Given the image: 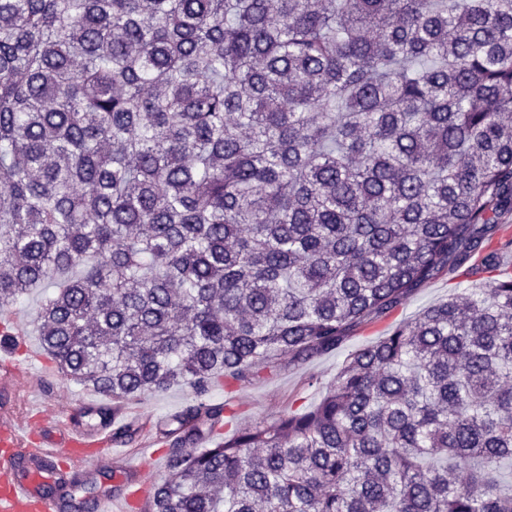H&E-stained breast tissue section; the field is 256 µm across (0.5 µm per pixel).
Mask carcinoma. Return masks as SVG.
<instances>
[{"mask_svg": "<svg viewBox=\"0 0 512 512\" xmlns=\"http://www.w3.org/2000/svg\"><path fill=\"white\" fill-rule=\"evenodd\" d=\"M511 213L512 0H0V313L40 292L115 403L192 390L144 512H512ZM451 269L308 409L211 399Z\"/></svg>", "mask_w": 512, "mask_h": 512, "instance_id": "carcinoma-1", "label": "carcinoma"}]
</instances>
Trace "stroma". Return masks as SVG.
<instances>
[{
  "label": "stroma",
  "instance_id": "stroma-1",
  "mask_svg": "<svg viewBox=\"0 0 512 512\" xmlns=\"http://www.w3.org/2000/svg\"><path fill=\"white\" fill-rule=\"evenodd\" d=\"M467 283L456 273H441L412 293L407 301L381 319L358 329L345 349L313 357L304 362L283 359L278 372L260 378L225 394L215 387L213 397L229 399L237 413L238 424L245 425L259 417L272 418L288 410L304 409L318 402L323 386L336 375L349 350L376 340L396 325L416 317L424 308L446 300L449 295L463 291ZM41 396L56 408L79 412V399H90L92 391L61 378L51 357L43 359Z\"/></svg>",
  "mask_w": 512,
  "mask_h": 512
}]
</instances>
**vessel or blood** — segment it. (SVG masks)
Listing matches in <instances>:
<instances>
[{
    "label": "vessel or blood",
    "mask_w": 512,
    "mask_h": 512,
    "mask_svg": "<svg viewBox=\"0 0 512 512\" xmlns=\"http://www.w3.org/2000/svg\"><path fill=\"white\" fill-rule=\"evenodd\" d=\"M106 472L122 485L99 512H128L152 494V475L127 461L108 424L88 425L53 409L0 414V512H69L76 490Z\"/></svg>",
    "instance_id": "vessel-or-blood-1"
}]
</instances>
